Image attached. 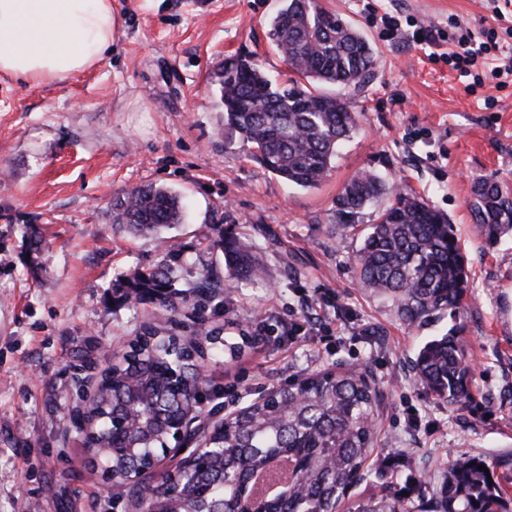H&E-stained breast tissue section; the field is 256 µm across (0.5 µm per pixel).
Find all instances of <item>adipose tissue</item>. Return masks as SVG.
Listing matches in <instances>:
<instances>
[{
	"label": "adipose tissue",
	"instance_id": "obj_1",
	"mask_svg": "<svg viewBox=\"0 0 512 512\" xmlns=\"http://www.w3.org/2000/svg\"><path fill=\"white\" fill-rule=\"evenodd\" d=\"M112 0H0V74L64 79L112 47Z\"/></svg>",
	"mask_w": 512,
	"mask_h": 512
}]
</instances>
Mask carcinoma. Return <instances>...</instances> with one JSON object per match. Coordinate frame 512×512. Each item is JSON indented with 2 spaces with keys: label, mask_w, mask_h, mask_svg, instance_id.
Segmentation results:
<instances>
[{
  "label": "carcinoma",
  "mask_w": 512,
  "mask_h": 512,
  "mask_svg": "<svg viewBox=\"0 0 512 512\" xmlns=\"http://www.w3.org/2000/svg\"><path fill=\"white\" fill-rule=\"evenodd\" d=\"M269 39L289 71L297 75L283 88L273 85L252 58H227L214 73L224 112V136L251 145L252 158L288 183L318 186L332 169L337 147L350 136L356 116L342 100L319 92L321 85L359 87L371 77L375 61L369 42L314 0H283L269 22ZM384 194L391 202L368 226L353 252L358 283L390 300L403 321L414 324L460 307L467 296L465 256L446 214L424 199L391 191L379 176H353L335 201L337 226L344 229ZM471 213L478 234L494 243L512 234V192L498 182L473 183ZM182 203L174 191L153 185L117 196L112 224L134 235L154 234L180 223ZM232 275L258 279L265 273L261 254L235 238L217 241ZM187 262L168 253L154 270L124 272L112 284L111 300L141 301L174 311V288ZM190 286L198 297L212 286L209 266L197 267ZM204 329L184 342L159 337L150 327L135 334L119 363L104 371L92 404L82 413L85 438L104 448L100 457L111 483L129 480L139 465L169 447L173 424L201 410L206 380L194 358L205 357L203 343L215 344ZM415 377L428 392L449 404L470 396V351L462 331L449 329L418 348ZM381 392L364 367L308 373L238 410L217 424L206 440L221 452L185 458L169 481L204 497V509L242 512L255 475L285 456L293 463L288 487L266 500L269 512H337L354 475L373 453ZM474 458L457 462L432 492L419 483L415 492L433 512H502L507 494L488 482ZM159 512H190L187 496L170 488H150ZM360 512H400L389 497L370 498Z\"/></svg>",
  "instance_id": "obj_1"
}]
</instances>
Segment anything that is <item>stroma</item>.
Here are the masks:
<instances>
[{
	"mask_svg": "<svg viewBox=\"0 0 512 512\" xmlns=\"http://www.w3.org/2000/svg\"><path fill=\"white\" fill-rule=\"evenodd\" d=\"M357 27L375 50L369 83L345 99L357 127L318 187L284 182L224 137L211 75L229 56L260 60L272 80L287 66L271 45L280 0H112V49L88 71L53 83L0 76V512H137L91 474L93 456L75 426L102 370L148 322L194 335L190 310L175 318L154 305L112 304V283L154 267L164 252L212 265L222 296L206 301L209 328L256 343L236 359L206 358L209 428L304 372L337 362L368 367L382 393L376 453L395 470L369 468L338 512L400 494L415 476L429 487L459 460L484 459L512 512V236H476L468 203L475 178L512 190V82L485 79L475 93L449 70L445 42L385 40L370 16L415 24L457 19L474 36L493 23L492 0H318ZM369 170L447 214L467 260L471 297L441 317L410 325L395 306L361 288L351 256L389 202L381 196L355 227L337 228L342 186ZM176 191L181 224L160 237L114 230L112 200L145 184ZM38 231L46 246L27 259ZM265 254L267 280L230 276L219 236ZM301 331L283 335V326ZM460 326L473 363L471 397L451 405L427 394L412 361L429 337Z\"/></svg>",
	"mask_w": 512,
	"mask_h": 512,
	"instance_id": "35a3bbf8",
	"label": "stroma"
}]
</instances>
